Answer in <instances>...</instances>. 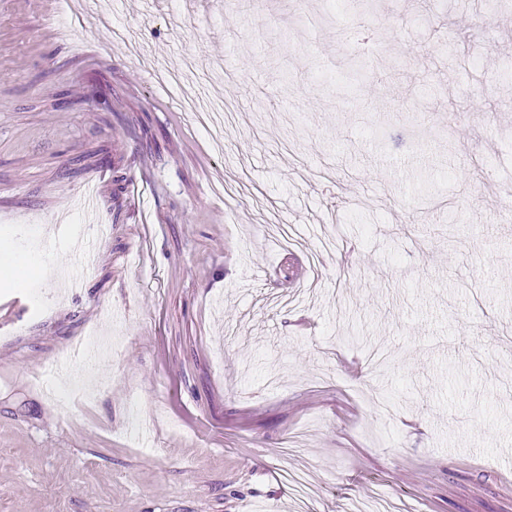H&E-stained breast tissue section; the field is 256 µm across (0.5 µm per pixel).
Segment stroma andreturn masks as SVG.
<instances>
[{
  "label": "stroma",
  "mask_w": 512,
  "mask_h": 512,
  "mask_svg": "<svg viewBox=\"0 0 512 512\" xmlns=\"http://www.w3.org/2000/svg\"><path fill=\"white\" fill-rule=\"evenodd\" d=\"M508 211L506 5L0 0V512H512Z\"/></svg>",
  "instance_id": "1"
}]
</instances>
